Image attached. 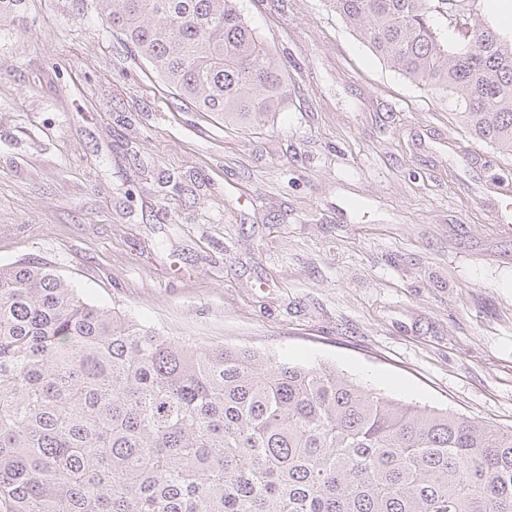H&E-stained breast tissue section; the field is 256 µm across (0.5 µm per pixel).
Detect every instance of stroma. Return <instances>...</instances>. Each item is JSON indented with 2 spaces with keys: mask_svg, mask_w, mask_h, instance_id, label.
<instances>
[{
  "mask_svg": "<svg viewBox=\"0 0 512 512\" xmlns=\"http://www.w3.org/2000/svg\"><path fill=\"white\" fill-rule=\"evenodd\" d=\"M25 2L0 25V266L512 429V229L445 95L328 0H240L289 86L252 128L178 100L96 0Z\"/></svg>",
  "mask_w": 512,
  "mask_h": 512,
  "instance_id": "1",
  "label": "stroma"
}]
</instances>
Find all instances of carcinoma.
Masks as SVG:
<instances>
[{
	"label": "carcinoma",
	"instance_id": "carcinoma-1",
	"mask_svg": "<svg viewBox=\"0 0 512 512\" xmlns=\"http://www.w3.org/2000/svg\"><path fill=\"white\" fill-rule=\"evenodd\" d=\"M96 2L198 111L259 124L288 99L237 0ZM466 3L332 0L383 62L512 152V35ZM22 4L0 0V21ZM0 512H512V430L326 365L160 336L29 260L0 266Z\"/></svg>",
	"mask_w": 512,
	"mask_h": 512
}]
</instances>
